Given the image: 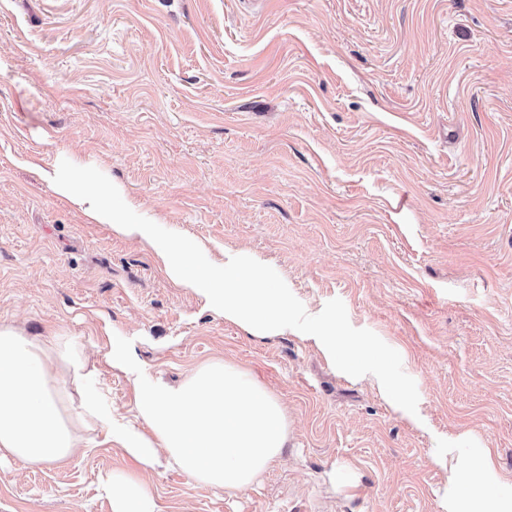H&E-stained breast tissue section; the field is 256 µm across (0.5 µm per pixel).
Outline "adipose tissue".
Returning <instances> with one entry per match:
<instances>
[{"label":"adipose tissue","mask_w":512,"mask_h":512,"mask_svg":"<svg viewBox=\"0 0 512 512\" xmlns=\"http://www.w3.org/2000/svg\"><path fill=\"white\" fill-rule=\"evenodd\" d=\"M54 185L91 220L111 225L121 236L156 244L171 279L193 289L225 320L256 337L293 330L287 285L271 284L246 253L225 252L223 271H192L181 242L155 243L151 225L125 220L123 208L111 203L118 189L77 190L63 179ZM111 355L137 392L131 421L101 404L82 349L70 337L58 334L43 342L1 324L0 460L62 466L99 432L144 468L170 467L232 496L252 485L281 455L288 440L282 405L236 367L211 362L174 387L148 374L127 338H113ZM493 473L488 454L478 470L465 474L449 469V483H469L471 492L452 497L448 512H512V500L492 491ZM103 486L112 512H152L151 490L139 478L113 472Z\"/></svg>","instance_id":"1"}]
</instances>
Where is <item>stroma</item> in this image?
<instances>
[{
  "instance_id": "1",
  "label": "stroma",
  "mask_w": 512,
  "mask_h": 512,
  "mask_svg": "<svg viewBox=\"0 0 512 512\" xmlns=\"http://www.w3.org/2000/svg\"><path fill=\"white\" fill-rule=\"evenodd\" d=\"M56 177L121 186L128 221L206 268L248 252L295 330L224 320ZM328 321L379 349L411 417L308 342ZM1 323L76 339L122 416L116 336L172 384L239 367L289 428L232 498L100 443L0 460V512H112L115 470L154 512H448L449 466L486 451L512 498V0H0Z\"/></svg>"
}]
</instances>
